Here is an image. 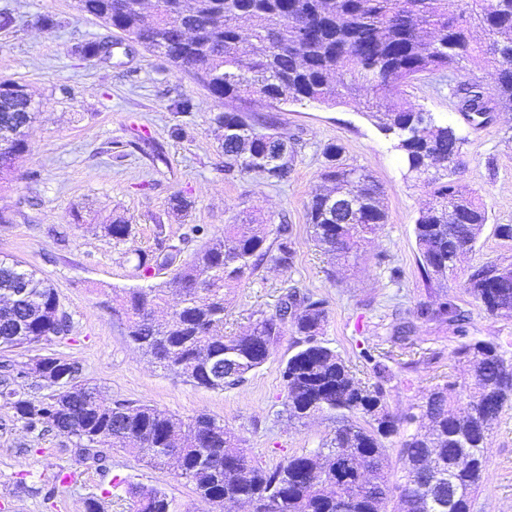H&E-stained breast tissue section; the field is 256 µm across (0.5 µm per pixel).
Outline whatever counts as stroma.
Returning a JSON list of instances; mask_svg holds the SVG:
<instances>
[{
	"label": "stroma",
	"instance_id": "stroma-1",
	"mask_svg": "<svg viewBox=\"0 0 512 512\" xmlns=\"http://www.w3.org/2000/svg\"><path fill=\"white\" fill-rule=\"evenodd\" d=\"M0 11L15 17L0 30V81L25 85L39 106L28 131L29 148L15 162L10 184L0 190V257L24 262L57 291L72 318L70 332L35 345L0 351V362L18 365L41 357L80 364L85 378L101 386L109 402L148 404L187 419L208 413L239 436L249 457L266 465L319 447L331 434L323 417L293 424L281 416V370L295 337H282L273 355L238 387L214 391L174 377L131 345L124 325L112 315L113 289L140 284L138 253L156 247L155 226L164 222L168 244L190 255L200 239L190 225L223 230L247 206L271 227L293 229L291 270L266 265L233 292L224 312V333L246 332L258 314L275 313L291 287L328 302L324 337L349 360L361 381L371 379L359 352L372 346L389 354L395 378L391 403L404 407L447 379L463 375L451 359L458 340L447 327L416 320L413 311L429 299L417 264L414 224L430 201L423 182L405 178L393 135L364 114L363 105L287 104L273 109L258 100H215L193 76L176 72L165 57L113 35L111 62L74 54L75 46L104 32L97 18L79 10L77 0H0ZM66 21L49 31L38 18ZM440 75H422L407 89L415 110L450 123L464 139L463 165L454 181L476 191L488 222L472 253L448 276V293L464 311L469 337L494 340L512 353V318H492L463 282L470 267L487 261L512 262V242L496 227L512 224V112L493 113L477 125L460 110ZM192 99L180 113L175 99ZM238 108L253 120L272 121L286 132L296 153L286 183L272 186L257 176L230 177L213 132L217 112ZM343 148L346 163L370 170L382 184L388 220L368 235L357 263L344 267L314 247L306 204L320 188L326 144ZM181 195L186 212L170 211ZM129 220L132 234L118 243L102 225L113 214ZM414 324L406 342L391 337L394 325ZM416 369H408L409 361ZM489 466L473 512H512V407L494 425L485 450ZM102 457H84L75 438L37 435L25 429L13 409L0 402V512H86L88 500L107 512H128L127 484L165 491L181 512H243L197 496L192 484L167 467L140 456L105 448ZM70 482L60 485L58 471Z\"/></svg>",
	"mask_w": 512,
	"mask_h": 512
}]
</instances>
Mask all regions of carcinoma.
I'll return each instance as SVG.
<instances>
[{
	"label": "carcinoma",
	"instance_id": "carcinoma-1",
	"mask_svg": "<svg viewBox=\"0 0 512 512\" xmlns=\"http://www.w3.org/2000/svg\"><path fill=\"white\" fill-rule=\"evenodd\" d=\"M78 3L109 28L194 73L220 101L265 96L279 105L335 104L359 86L366 89L368 116L395 135L405 177L424 182L433 197L414 236L424 285L443 292L441 299L420 304L416 317L446 324L461 338L451 357L465 369L462 380L393 410L389 366L364 347L359 357L370 365L374 382L356 379L349 361L323 339L327 300L296 287L275 313L259 314L249 332L224 335L228 296L265 264L285 271L294 265L290 226L279 225L270 242L267 224L246 214L221 232L191 226L189 235L205 242L187 259L162 239L155 251L138 254L143 275L168 268L174 275L151 284L146 295L137 288L113 291L112 313L144 356L187 382L220 391L243 384L291 326L295 351L282 369V413L301 424L315 415L329 417V441L266 466L249 458L217 418L198 414L185 421L146 404H108L77 362L60 357L42 359L44 371L29 383L37 389L39 382L55 380L56 393L23 397L9 371L0 382V399L28 431L65 432L84 450H125L155 467L175 457L178 475L202 499L246 504L251 512H448L450 481L459 490L454 512H471L481 487L474 471L487 469L490 433L512 404V355L491 340L467 338L465 316L444 291L448 274L473 251L488 216L472 189L430 174L433 167L455 172L465 138L442 122L409 131L414 111L406 106L404 87L423 73L455 72L467 60L476 68L494 67L497 80L490 95L475 82L452 88L462 95L465 111L482 119L512 112V0H456L453 11L448 0H158L151 16L141 0ZM3 85L0 181L28 149V129L36 119L25 109L31 101L25 86ZM214 124L224 130L225 173L256 174L270 185L288 181L295 155L288 134L272 123L256 126L235 111L218 113ZM323 157L321 178L335 190L312 193L310 239L349 262L365 235L387 221L384 191L368 170L345 163L342 146L327 144ZM332 195L339 198L333 205ZM104 231L122 242L132 228L118 214ZM464 288L489 315L512 316L511 263L475 268ZM165 309V321L151 319ZM70 327L71 315L54 288L21 262L0 260V350L47 341ZM397 434L402 476L393 484L385 471V439ZM464 448L473 467L448 471ZM127 494L131 512H178L159 488L130 483Z\"/></svg>",
	"mask_w": 512,
	"mask_h": 512
}]
</instances>
